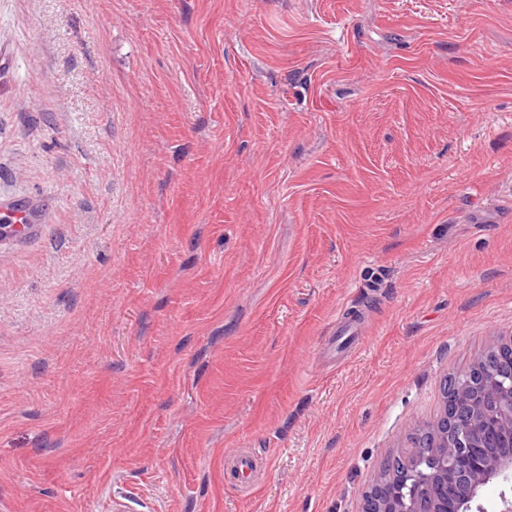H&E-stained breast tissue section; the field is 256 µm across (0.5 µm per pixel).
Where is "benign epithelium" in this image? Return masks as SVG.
<instances>
[{"instance_id":"obj_1","label":"benign epithelium","mask_w":512,"mask_h":512,"mask_svg":"<svg viewBox=\"0 0 512 512\" xmlns=\"http://www.w3.org/2000/svg\"><path fill=\"white\" fill-rule=\"evenodd\" d=\"M442 418L452 432L432 438V452L407 448L398 458L405 475L380 469L391 491L377 512H512V336L484 351L456 382ZM502 489L493 510L483 491Z\"/></svg>"}]
</instances>
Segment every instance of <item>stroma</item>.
<instances>
[{"mask_svg": "<svg viewBox=\"0 0 512 512\" xmlns=\"http://www.w3.org/2000/svg\"><path fill=\"white\" fill-rule=\"evenodd\" d=\"M0 201V512H363L512 334V0H0ZM3 219L7 224H0V237L7 233H15V225L17 226V234H23L28 229V224H31V208L25 203L9 202L0 204V219ZM231 465L232 473L240 483L253 481L256 464L250 453L240 452L236 454L231 460Z\"/></svg>", "mask_w": 512, "mask_h": 512, "instance_id": "1", "label": "stroma"}]
</instances>
